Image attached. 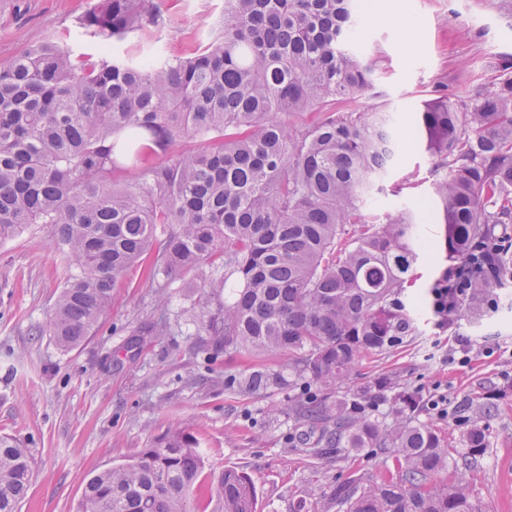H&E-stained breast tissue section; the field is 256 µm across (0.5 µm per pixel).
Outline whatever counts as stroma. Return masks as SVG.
Wrapping results in <instances>:
<instances>
[{"label":"stroma","mask_w":512,"mask_h":512,"mask_svg":"<svg viewBox=\"0 0 512 512\" xmlns=\"http://www.w3.org/2000/svg\"><path fill=\"white\" fill-rule=\"evenodd\" d=\"M96 0H0V65L46 41L73 54L95 53L96 38L80 16ZM361 18L353 52L373 63L372 87L342 104L345 112H378L398 131V157L365 198L366 216L408 211L425 238L441 233L431 201L434 158L414 120L424 101L448 95L461 105L493 90L512 61V0H355ZM163 25L151 36L130 34L114 53L141 50L183 55L208 44L224 19V0H163ZM155 252H145L117 281L94 333L64 350L51 334L52 311L75 267L55 244L54 229L34 224L0 243V434L19 439L33 474L19 512H76L87 480L156 446L174 428L196 437L206 467L191 512H207L203 493L213 473L234 468L253 481L256 512H323L337 481L378 480L393 470L379 450L357 460L321 465L307 457L310 426L290 407L318 393L288 385V355L280 351L226 354L203 319L217 310L212 284L224 261L172 283L149 285ZM499 308L479 296L462 316L417 315L411 336L385 354L361 358L342 388L379 377L394 392L418 398L415 419L437 429L449 447L462 445L468 425L481 424L488 451L472 471L479 512H512V279L497 290ZM468 343V364L450 361ZM267 372L251 390L246 378ZM497 394L490 417L472 407ZM448 397V416L426 409L428 397Z\"/></svg>","instance_id":"35a3bbf8"}]
</instances>
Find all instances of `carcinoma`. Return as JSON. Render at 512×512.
I'll use <instances>...</instances> for the list:
<instances>
[{
	"mask_svg": "<svg viewBox=\"0 0 512 512\" xmlns=\"http://www.w3.org/2000/svg\"><path fill=\"white\" fill-rule=\"evenodd\" d=\"M159 0H100L81 28L102 42L98 58L46 43L0 66V239L30 224L53 225L78 272L59 294L56 343L72 348L94 329L124 272L148 249L172 278L219 255L221 313L207 320L224 351H282L288 385L321 394L291 411L318 431L314 460H355L384 448L395 474L336 482V512H478L469 472L487 452L484 433L465 431L450 460L429 425L398 417L404 394L378 380L353 392L339 386L365 355L409 335L414 310L401 297L421 252L419 224L399 212L368 220L360 204L395 155L397 133L379 117L329 106L367 90L373 69L351 51L352 0H224V23L188 56H114L109 44L152 34ZM317 112L309 126L288 117ZM417 133L435 158L430 245L451 266L431 288H461L444 315H460L476 295H495L512 276V76L461 111L446 96L425 102ZM204 141L172 157L184 137ZM118 170L134 179L112 183ZM381 400L391 423L371 414ZM205 466L196 438L176 430L158 448L99 472L78 512H188ZM447 474L441 478V474ZM31 458L0 436V512H18ZM212 512H255L243 472L227 469L207 489Z\"/></svg>",
	"mask_w": 512,
	"mask_h": 512,
	"instance_id": "1",
	"label": "carcinoma"
}]
</instances>
